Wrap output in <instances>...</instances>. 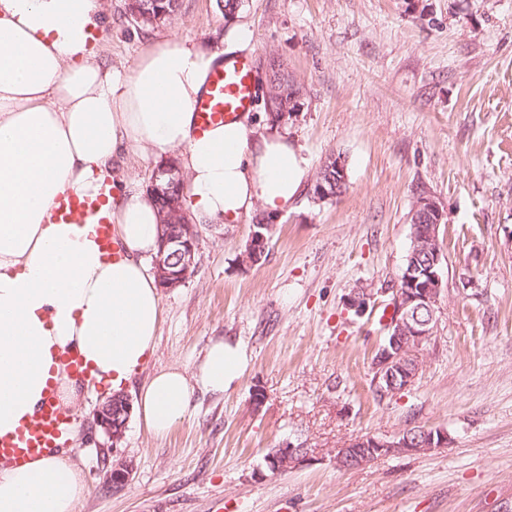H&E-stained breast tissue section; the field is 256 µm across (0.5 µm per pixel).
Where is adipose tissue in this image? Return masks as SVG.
<instances>
[{
  "label": "adipose tissue",
  "mask_w": 512,
  "mask_h": 512,
  "mask_svg": "<svg viewBox=\"0 0 512 512\" xmlns=\"http://www.w3.org/2000/svg\"><path fill=\"white\" fill-rule=\"evenodd\" d=\"M103 28L102 0H0V437L31 421L49 385L73 407L85 389H121L155 349L162 307L148 261L159 217L148 191L113 182L118 160L179 150L184 208L199 224L279 213L309 176L287 132L249 115L196 128L193 104L225 44L249 41L244 25L216 43L151 42L128 73L93 47ZM104 186L117 260L104 257L86 226L51 220L60 194L93 198ZM71 348L91 380L60 369ZM245 367L239 347L215 342L196 377L178 367L149 375L138 417L164 435L188 416L196 387L224 392ZM86 493L81 466L64 450L0 465V512H75Z\"/></svg>",
  "instance_id": "obj_1"
}]
</instances>
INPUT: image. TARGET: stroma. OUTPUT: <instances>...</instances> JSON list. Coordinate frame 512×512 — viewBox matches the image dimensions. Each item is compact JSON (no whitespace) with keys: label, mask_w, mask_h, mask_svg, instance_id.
Instances as JSON below:
<instances>
[{"label":"stroma","mask_w":512,"mask_h":512,"mask_svg":"<svg viewBox=\"0 0 512 512\" xmlns=\"http://www.w3.org/2000/svg\"><path fill=\"white\" fill-rule=\"evenodd\" d=\"M104 4L101 53L126 72L156 33L201 42L247 25L254 61L277 57L302 86L289 137L311 172L342 155L347 190L316 203L305 182L253 266L254 217L200 225L196 271L161 291L154 354L123 394L160 369L196 374L216 341L243 349L247 368L224 392L197 390L162 437L132 417L111 442L94 424L108 392L81 396L77 512H512V0H247L230 19L215 0H181L157 31L125 0ZM421 190L446 214L437 325L413 386L382 399L378 311L355 315L346 299L389 301ZM415 426L447 430L448 446L350 471L333 461L351 439ZM288 441L320 454L270 472L267 454ZM123 463L133 474L113 484Z\"/></svg>","instance_id":"1"}]
</instances>
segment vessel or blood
<instances>
[{"mask_svg":"<svg viewBox=\"0 0 512 512\" xmlns=\"http://www.w3.org/2000/svg\"><path fill=\"white\" fill-rule=\"evenodd\" d=\"M255 105L254 69L252 59L240 55L225 60L214 69L205 94L195 102L193 112L199 130L236 120L252 111ZM103 198L77 199L61 195L52 212L54 221L80 222L92 218L91 233L105 256L117 254V246L102 205ZM69 417L56 404L55 392H48L35 416L17 435L0 438V462L23 464L59 452L60 439Z\"/></svg>","mask_w":512,"mask_h":512,"instance_id":"1","label":"vessel or blood"}]
</instances>
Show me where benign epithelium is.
Returning a JSON list of instances; mask_svg holds the SVG:
<instances>
[{
  "instance_id": "1",
  "label": "benign epithelium",
  "mask_w": 512,
  "mask_h": 512,
  "mask_svg": "<svg viewBox=\"0 0 512 512\" xmlns=\"http://www.w3.org/2000/svg\"><path fill=\"white\" fill-rule=\"evenodd\" d=\"M127 6L140 24L160 27L172 19L168 10L160 5V0H127ZM184 187V176L175 157H169L157 165L148 186L149 191L163 204V221L182 225L180 233L165 235L159 240L154 269L159 286L166 290L184 285L195 270L198 225L192 222L185 210L167 202L174 192H184ZM414 211L424 218H431L428 227L420 228L422 237L438 240L439 227L444 219L439 202L422 194L417 198ZM272 230L271 224L260 222L252 225L247 251L242 256L244 263L256 265L261 262ZM441 287V251L437 249L427 254L424 263L413 262L408 270L402 271L388 303L390 318L384 324L385 336L373 358L376 378L382 377L393 383L400 380L403 391L415 382L421 368L419 351L434 334ZM372 298L373 295L364 291L353 293L347 298V306L362 314L368 309ZM131 409L129 399H124L123 420L115 422L112 420V401L109 400L99 407L96 424L110 437L114 430L125 429ZM413 435L415 432L404 430L389 437L356 438L341 449L336 457V466L343 469L361 468L394 454L398 448L415 452L419 439L413 438ZM318 453V448H303L285 442L273 450L268 460L274 462L276 468L288 470L302 466Z\"/></svg>"
}]
</instances>
